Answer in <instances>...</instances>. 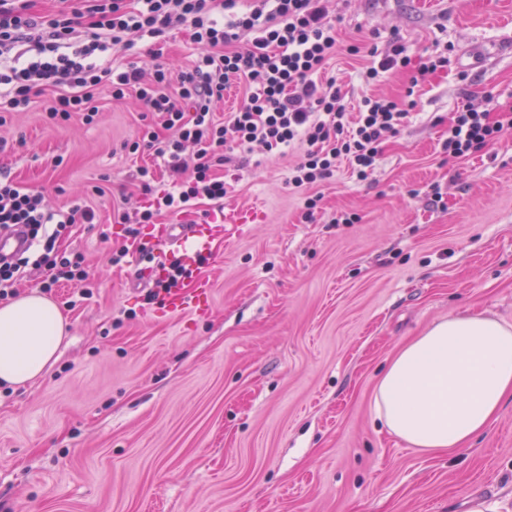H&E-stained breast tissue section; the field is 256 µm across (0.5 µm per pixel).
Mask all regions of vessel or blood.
<instances>
[{"mask_svg": "<svg viewBox=\"0 0 512 512\" xmlns=\"http://www.w3.org/2000/svg\"><path fill=\"white\" fill-rule=\"evenodd\" d=\"M224 238V219L220 216L201 224H155L150 228L149 242L153 257L139 265L140 279L157 285L165 279L171 263H179L189 274L186 283L159 288L157 301L169 313L188 309L203 310L209 282L197 273L201 259L213 253L214 246Z\"/></svg>", "mask_w": 512, "mask_h": 512, "instance_id": "vessel-or-blood-1", "label": "vessel or blood"}]
</instances>
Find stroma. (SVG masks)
I'll use <instances>...</instances> for the list:
<instances>
[{
  "instance_id": "obj_1",
  "label": "stroma",
  "mask_w": 512,
  "mask_h": 512,
  "mask_svg": "<svg viewBox=\"0 0 512 512\" xmlns=\"http://www.w3.org/2000/svg\"><path fill=\"white\" fill-rule=\"evenodd\" d=\"M327 8L341 43L329 69L350 102L410 94L417 107L363 181L343 167L293 189L296 151L221 167L225 215L253 220L202 265L207 312L160 314L133 285L119 213L147 204L131 176L151 161L123 148L140 136L136 95L100 90L91 125L49 122L43 96L0 126V171L51 209L95 213L61 244L84 257L90 299L71 305L72 286L48 287L32 265L18 289L46 291L70 342L36 383L0 387V512H512V401L449 454L410 448L373 405L389 359L433 322L512 324V132L464 159L442 150L463 96L512 107V0ZM373 33L448 65L415 87L405 73L366 87L349 49ZM161 47L156 60L144 42L110 56L177 69L197 53L184 29Z\"/></svg>"
}]
</instances>
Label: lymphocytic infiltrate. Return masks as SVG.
<instances>
[{
	"label": "lymphocytic infiltrate",
	"mask_w": 512,
	"mask_h": 512,
	"mask_svg": "<svg viewBox=\"0 0 512 512\" xmlns=\"http://www.w3.org/2000/svg\"><path fill=\"white\" fill-rule=\"evenodd\" d=\"M34 2L0 0V124L8 113L27 111L46 95L50 120L64 123L78 114L89 125L100 111L99 88H107L116 101L136 94L147 121L130 148L162 159L173 187L147 207L121 214L134 236L139 225L162 214L186 213L195 200L223 204L229 188L214 168L224 162L230 143L246 155L257 146L282 156L303 146L291 169L290 182L297 188L330 178L342 161L358 179H366L386 133L405 127L416 106L412 100L369 96L350 108L335 78L323 76L339 49L323 0H252L245 9L239 0H57L49 13L35 12ZM180 26L190 29L200 51L178 72L159 64L147 74L137 63L105 60L111 49H129L146 38L160 42ZM447 64L438 55L412 65L405 47L394 42L362 68L360 78L373 85L410 67L416 84ZM233 86L241 91L239 106L217 117L218 103ZM511 129L512 118H492L466 96L443 150L462 158ZM93 221L90 208L76 206L58 216L40 194L0 179V232L24 227L42 248L34 260L22 255L0 261V300L13 294L32 261L49 267L51 284L73 285L81 298H90L83 257L57 260L51 253L73 224Z\"/></svg>",
	"instance_id": "1"
}]
</instances>
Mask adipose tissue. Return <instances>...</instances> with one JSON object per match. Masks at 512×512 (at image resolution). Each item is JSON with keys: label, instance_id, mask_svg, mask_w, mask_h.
Returning a JSON list of instances; mask_svg holds the SVG:
<instances>
[{"label": "adipose tissue", "instance_id": "1", "mask_svg": "<svg viewBox=\"0 0 512 512\" xmlns=\"http://www.w3.org/2000/svg\"><path fill=\"white\" fill-rule=\"evenodd\" d=\"M67 336L58 305L33 292L0 305V385L41 378ZM512 398V326L487 314L429 325L389 362L373 395L387 430L425 453L465 448Z\"/></svg>", "mask_w": 512, "mask_h": 512}]
</instances>
